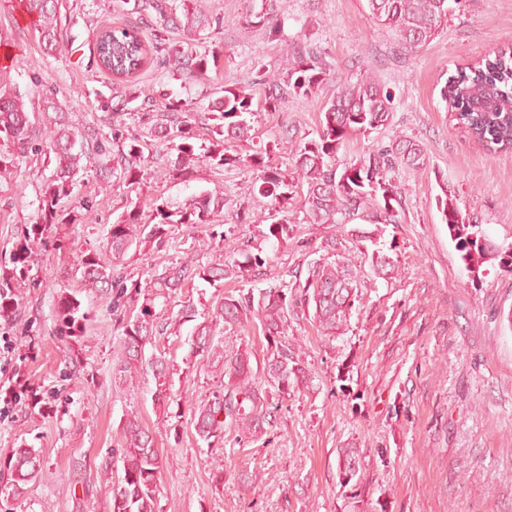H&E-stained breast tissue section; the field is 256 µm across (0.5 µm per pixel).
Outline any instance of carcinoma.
<instances>
[{"label":"carcinoma","mask_w":512,"mask_h":512,"mask_svg":"<svg viewBox=\"0 0 512 512\" xmlns=\"http://www.w3.org/2000/svg\"><path fill=\"white\" fill-rule=\"evenodd\" d=\"M450 1L461 4V0H367L371 17L394 35L397 52L404 56L426 47L447 26ZM21 2L25 12L34 18L33 27L40 43L47 50L56 47L60 38L58 0ZM253 2L248 0L244 22L264 30L272 40L279 39L280 23L273 4L257 10ZM133 10L149 18L150 24L144 28L101 30L93 49L98 68L119 80L136 75L149 61L199 76L206 75L209 66H218L224 55L223 42L214 39L201 53L197 35L209 26L220 28L221 18L206 11L198 0H133ZM175 30L182 33V40L174 43L169 34ZM331 81V65L316 48L308 42L290 41L284 45L282 67L265 77L268 90L264 108L277 112L291 95L316 98ZM36 86L42 88L43 93L36 95L15 86L0 87L1 172L10 166L13 148L42 151L40 131L36 130L30 116L37 111L59 112L56 88L39 80ZM441 95L453 119L486 150L493 153L512 150V43L470 66L457 69L448 77ZM252 100V94L246 89L224 86V95L208 108L211 139L200 153L196 152L195 134L187 122L167 113L158 115L155 132L176 151L168 176L181 178L201 164L225 170L246 163L260 172L253 186L259 196L276 204L303 197L301 212L307 224L345 225L366 213L372 214L377 224L399 223L404 196L393 174L401 166L415 171L424 166L425 153L417 141L397 136L389 146L371 151L355 163L341 168L336 166V154L349 136H365L390 125L393 98L380 79L368 73L353 83L344 81L336 85L324 102L317 138L295 145L294 169L288 174L270 164L267 150H257L248 158L226 150V143L232 140L251 138L248 118L254 116ZM52 150L56 167L45 185L41 223L31 225V237L16 243L11 255L12 267H0V313L12 308V288L28 271L31 244L47 239L50 226L56 223V207L71 196L80 161L85 157L84 151L75 150L69 126L61 122L52 139ZM120 155L119 173L115 177L129 185L138 183L144 162L138 140H130L128 149L120 151ZM224 205V193L220 191L203 192L176 208L163 202L155 205L157 222L151 225L133 208L113 222L107 233V246L116 260L147 239L164 240L175 225L189 229L196 224L211 223L212 217L224 211ZM439 208L472 277H479L483 264L491 260L512 268V252L478 235L475 225L466 222L452 195L440 199ZM266 221L270 222L269 233L274 237L284 232V225L292 223V218L277 210L264 216L246 213L239 219L241 224ZM201 247V240L192 239L190 255L153 275L154 285L170 295L196 277L216 284L242 279L253 271L249 266L253 258L249 255L242 262L216 260L200 265L195 256ZM323 250L332 254L334 260L323 257L310 262L305 281H300L297 275L293 284L275 282L257 294L252 288L228 292L217 308L218 316L228 329L254 320L260 323L271 345L263 367L264 378L282 394L305 382V369L295 360L288 343L281 340L286 335L289 313L295 314L300 309L309 311V319L321 332L331 335L347 324L360 289L367 287V281L350 258L336 252V238L327 240ZM78 271L85 287L104 295L110 288L115 290L112 308H120L127 287L121 278L113 276L112 264L105 261L102 254L83 252ZM57 316L65 332L83 330L79 323L85 320V313L76 294L59 297ZM155 331L146 307L139 315L127 318L122 324L123 348L113 371L118 380L131 383L141 370L149 368L155 380L156 400L167 402L170 400L168 360L162 354L144 358L145 346ZM191 352L216 364L227 378L222 393H215L194 407L192 419L199 439L211 447L223 441L224 427L229 425L253 441L265 435L276 406L268 391L256 381L249 353L214 343L207 326L197 329ZM123 435V474L115 481L110 476L105 477L102 488L111 496L112 512H155L157 479L163 460L155 448L154 437L136 419L125 422ZM7 466L14 476L16 490L42 471L37 454L26 448L15 450ZM338 468L345 483H350L358 471L356 450L344 449L339 454Z\"/></svg>","instance_id":"obj_1"}]
</instances>
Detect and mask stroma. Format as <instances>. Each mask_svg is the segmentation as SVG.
<instances>
[{
  "instance_id": "obj_1",
  "label": "stroma",
  "mask_w": 512,
  "mask_h": 512,
  "mask_svg": "<svg viewBox=\"0 0 512 512\" xmlns=\"http://www.w3.org/2000/svg\"><path fill=\"white\" fill-rule=\"evenodd\" d=\"M282 40L309 38L324 53L338 80L377 75L393 96L390 127L348 139L337 165L356 162L389 145L395 134L419 141L426 163L400 168L406 195L400 223L370 221L336 230L301 224L300 199L287 209L295 222L284 240L267 224H241L237 211L271 212L256 196L257 172L194 169L188 179L165 177L176 153L155 137L154 115L174 99L186 101L199 142L208 131L203 114L225 85L247 87L256 112L253 137L228 143L231 153L266 147L272 164L293 169L290 139L314 138L322 99L292 97L282 110L264 109V75L282 60V41L242 21L244 0H208L223 19L224 63L202 78L148 63L122 95L124 113L107 106L112 75L97 68L93 37L107 27L141 26L130 0H62L56 51L41 47L32 27L19 23L17 0H0V33L13 60L0 61V85L26 88L37 76L56 87L91 158L79 172L71 198L61 203L62 224L52 226L49 246L34 245L27 275L12 290L14 305L0 316V512H112L99 489L101 468L121 475L117 450L123 425L137 417L168 464L160 474L155 512H512V271L486 263L472 280L451 239L437 200L452 194L467 222L498 245L512 248V153L492 154L453 119L440 89L456 69L512 42V0H462L448 27L415 54H398L390 32L377 26L367 0H277ZM152 109L140 107V91ZM139 138L146 175L126 185L102 176L118 145L113 129ZM106 145L107 154L97 152ZM54 167L43 156L17 154L0 176V266L41 216L43 189ZM223 192L222 221L178 228L165 241H143L114 267L131 291L129 310L149 308L158 326L150 354L170 361L175 405L156 403L151 374L131 385L114 382L112 368L123 342L121 319L75 273L81 252L101 251L106 234L128 205L151 214L155 199L183 205L203 192ZM92 211H84V204ZM366 240H357V232ZM209 237L200 264L240 247L264 261L267 281L291 280L316 259L326 238L368 277L347 326L324 335L309 319L288 320L287 342L307 381L273 394L277 410L264 442H251L225 427L224 445L196 440L190 407L220 390L223 379L206 358L192 356L196 320H207L215 341L249 352L262 373L271 351L256 324L228 330L216 316L225 293L201 279L178 294L157 296L148 279L182 261L194 236ZM394 261L392 278L372 272L374 248ZM78 292L87 314L85 333L68 336L57 321L61 292ZM195 321L181 319L183 304ZM39 451L43 471L20 492L6 489L3 465L12 448ZM354 448L360 469L349 485L338 475V452ZM258 481H251V474Z\"/></svg>"
}]
</instances>
